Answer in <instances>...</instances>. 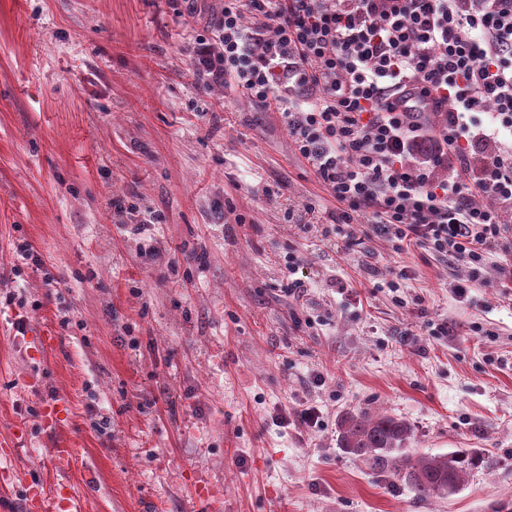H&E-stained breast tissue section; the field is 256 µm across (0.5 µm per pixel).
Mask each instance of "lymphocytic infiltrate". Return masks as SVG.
Listing matches in <instances>:
<instances>
[{
  "instance_id": "f902f5d3",
  "label": "lymphocytic infiltrate",
  "mask_w": 512,
  "mask_h": 512,
  "mask_svg": "<svg viewBox=\"0 0 512 512\" xmlns=\"http://www.w3.org/2000/svg\"><path fill=\"white\" fill-rule=\"evenodd\" d=\"M193 74L275 104L336 207L394 248L512 253V0H189Z\"/></svg>"
}]
</instances>
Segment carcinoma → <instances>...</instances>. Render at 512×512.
Wrapping results in <instances>:
<instances>
[{"label":"carcinoma","mask_w":512,"mask_h":512,"mask_svg":"<svg viewBox=\"0 0 512 512\" xmlns=\"http://www.w3.org/2000/svg\"><path fill=\"white\" fill-rule=\"evenodd\" d=\"M339 434L349 454L369 467L393 471L425 499L443 498L458 489L471 463L463 454H405L411 427L388 414H347L341 418Z\"/></svg>","instance_id":"cac0c4a2"}]
</instances>
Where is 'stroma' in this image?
Returning <instances> with one entry per match:
<instances>
[{
    "label": "stroma",
    "instance_id": "1",
    "mask_svg": "<svg viewBox=\"0 0 512 512\" xmlns=\"http://www.w3.org/2000/svg\"><path fill=\"white\" fill-rule=\"evenodd\" d=\"M207 22L185 0H0V298L25 300L0 313V438L28 430L0 447V512L35 484L48 512H204L203 492L205 512H512L502 255L476 279L414 243L359 246V222L328 243L335 203L279 112L195 81ZM379 412L410 424L408 454L478 466L418 498L340 445L345 414Z\"/></svg>",
    "mask_w": 512,
    "mask_h": 512
}]
</instances>
